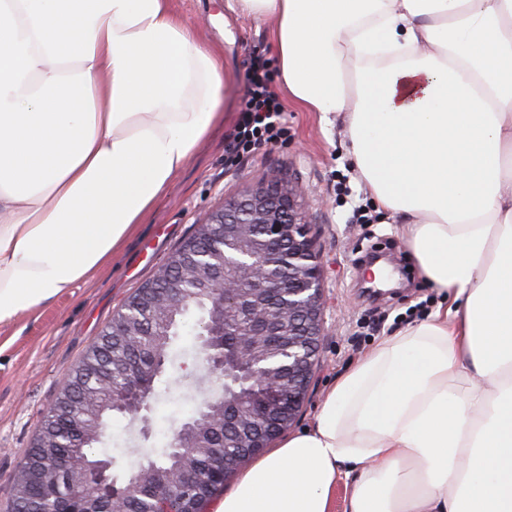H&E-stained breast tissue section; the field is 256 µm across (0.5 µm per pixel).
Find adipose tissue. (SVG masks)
Instances as JSON below:
<instances>
[{
	"mask_svg": "<svg viewBox=\"0 0 512 512\" xmlns=\"http://www.w3.org/2000/svg\"><path fill=\"white\" fill-rule=\"evenodd\" d=\"M447 297L338 379L217 512H512V0H235ZM170 0H0V325L103 265L219 116Z\"/></svg>",
	"mask_w": 512,
	"mask_h": 512,
	"instance_id": "adipose-tissue-1",
	"label": "adipose tissue"
}]
</instances>
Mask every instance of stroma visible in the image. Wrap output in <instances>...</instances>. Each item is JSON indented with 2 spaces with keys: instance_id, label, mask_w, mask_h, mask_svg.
<instances>
[{
  "instance_id": "stroma-1",
  "label": "stroma",
  "mask_w": 512,
  "mask_h": 512,
  "mask_svg": "<svg viewBox=\"0 0 512 512\" xmlns=\"http://www.w3.org/2000/svg\"><path fill=\"white\" fill-rule=\"evenodd\" d=\"M172 8L224 65L222 117L106 266L45 302L38 316L0 326V512L11 502L18 466L62 383L113 313L166 263L194 225L259 178L281 173L301 187L325 299L319 364L291 431L311 426L323 396L376 346L377 337L360 333L369 315L397 316V323L387 326L393 334L439 304L398 220L373 203L336 114L311 112L285 100L287 142L225 172L224 138L238 116L248 61L256 50L275 58V22L230 9L229 0H172ZM358 200L370 202L377 223H350V205ZM200 377L192 355H183L176 378H162L156 386L147 429L124 417L112 419L105 443L116 465L115 478H122L132 447L168 446L175 428L194 413Z\"/></svg>"
}]
</instances>
